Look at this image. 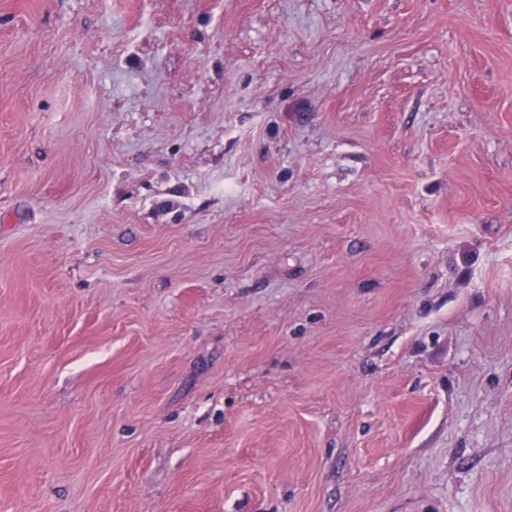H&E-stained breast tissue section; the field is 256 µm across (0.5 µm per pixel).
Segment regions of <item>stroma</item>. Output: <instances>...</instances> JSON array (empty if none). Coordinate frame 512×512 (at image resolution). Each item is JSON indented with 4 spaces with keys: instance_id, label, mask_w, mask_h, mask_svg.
Returning a JSON list of instances; mask_svg holds the SVG:
<instances>
[{
    "instance_id": "35a3bbf8",
    "label": "stroma",
    "mask_w": 512,
    "mask_h": 512,
    "mask_svg": "<svg viewBox=\"0 0 512 512\" xmlns=\"http://www.w3.org/2000/svg\"><path fill=\"white\" fill-rule=\"evenodd\" d=\"M0 512H512V0H0Z\"/></svg>"
}]
</instances>
